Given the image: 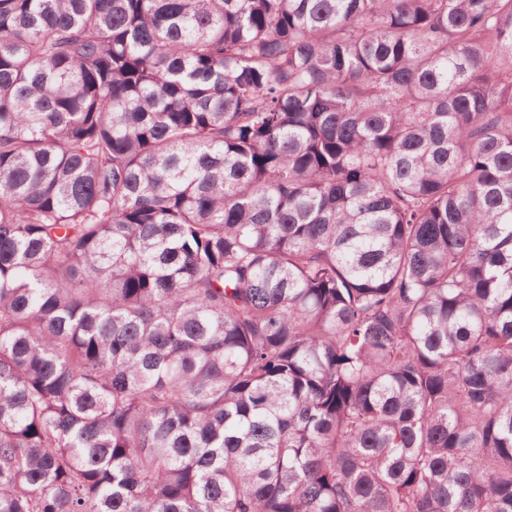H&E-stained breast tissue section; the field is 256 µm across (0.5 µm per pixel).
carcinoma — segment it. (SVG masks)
<instances>
[{"label":"carcinoma","mask_w":512,"mask_h":512,"mask_svg":"<svg viewBox=\"0 0 512 512\" xmlns=\"http://www.w3.org/2000/svg\"><path fill=\"white\" fill-rule=\"evenodd\" d=\"M0 512H512V0H0Z\"/></svg>","instance_id":"obj_1"}]
</instances>
